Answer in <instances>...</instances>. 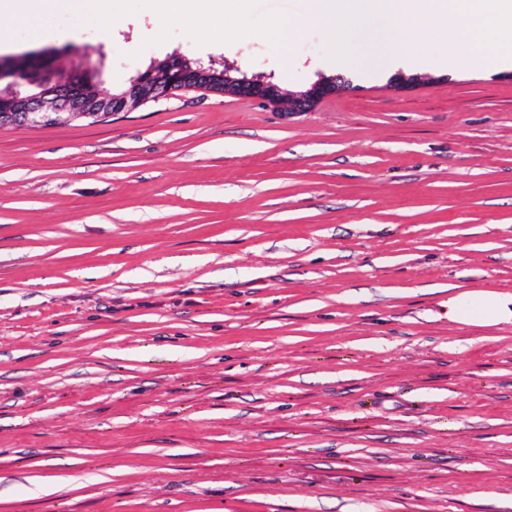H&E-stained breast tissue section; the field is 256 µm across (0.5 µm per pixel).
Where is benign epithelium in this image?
I'll return each mask as SVG.
<instances>
[{
	"label": "benign epithelium",
	"instance_id": "benign-epithelium-1",
	"mask_svg": "<svg viewBox=\"0 0 512 512\" xmlns=\"http://www.w3.org/2000/svg\"><path fill=\"white\" fill-rule=\"evenodd\" d=\"M169 78L164 84L155 82L152 72L140 73V78L130 83L119 94L89 98L85 84L91 72L74 74L65 83H54L49 78L50 68L42 64L41 54L27 57V66L19 69L8 59L0 61V80L8 79L0 86V112H24L38 118L47 112H68L76 117L95 112L116 114L132 112L147 104L166 99L172 94L189 89H206L216 81L209 65L196 60L177 57L167 60ZM226 96L254 98L265 104L275 105L281 97L278 86L263 79H242L226 71L222 75ZM349 85L340 76L322 78L310 88L292 95L293 109L307 112L318 102Z\"/></svg>",
	"mask_w": 512,
	"mask_h": 512
}]
</instances>
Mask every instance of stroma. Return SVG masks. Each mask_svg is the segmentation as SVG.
I'll use <instances>...</instances> for the list:
<instances>
[{
    "mask_svg": "<svg viewBox=\"0 0 512 512\" xmlns=\"http://www.w3.org/2000/svg\"><path fill=\"white\" fill-rule=\"evenodd\" d=\"M308 11H0L102 93L171 55L352 83L0 127V512H512V325L448 319L512 292V66ZM348 85V80H345L340 76L321 78L310 88L292 95L293 109L295 112H308L318 102L326 97L336 94L337 90ZM448 319L470 326L512 324V293L471 289L449 294Z\"/></svg>",
    "mask_w": 512,
    "mask_h": 512,
    "instance_id": "35a3bbf8",
    "label": "stroma"
}]
</instances>
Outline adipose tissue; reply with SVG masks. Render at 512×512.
Segmentation results:
<instances>
[{"label":"adipose tissue","instance_id":"ef3b65f1","mask_svg":"<svg viewBox=\"0 0 512 512\" xmlns=\"http://www.w3.org/2000/svg\"><path fill=\"white\" fill-rule=\"evenodd\" d=\"M481 0H311L312 22L336 30L355 19L400 45L413 19L426 17L439 37L485 62L512 58V0H498L496 38L480 19ZM448 318L460 325L512 324V293L471 289L449 295Z\"/></svg>","mask_w":512,"mask_h":512}]
</instances>
